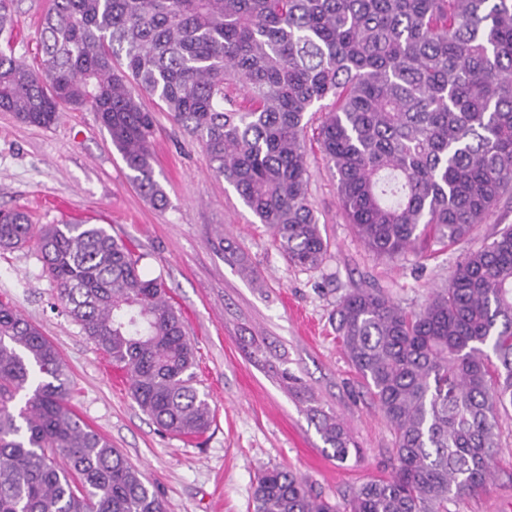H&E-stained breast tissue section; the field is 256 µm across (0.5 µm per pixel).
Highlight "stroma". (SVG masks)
<instances>
[{
    "instance_id": "obj_1",
    "label": "stroma",
    "mask_w": 512,
    "mask_h": 512,
    "mask_svg": "<svg viewBox=\"0 0 512 512\" xmlns=\"http://www.w3.org/2000/svg\"><path fill=\"white\" fill-rule=\"evenodd\" d=\"M46 0H19L11 46L42 67L39 24ZM155 170L167 205L152 206L133 186L121 155L93 113L67 112L41 128L0 112V209L26 211L33 223L100 224L162 277L197 355V387L214 422L203 436L160 431L132 399L122 372L56 305L34 245L0 251V301L17 309L54 343L71 383L70 405L111 441L162 497L166 512H252L258 473L293 471L314 493L343 503L361 482L387 475L395 435L350 364L333 320L356 289L377 290L418 309L447 285L456 265L512 224L503 197L459 242L425 256L391 259L366 249L339 205L336 176L316 153L319 118L306 142L309 201L328 242L319 268L287 263L268 229L232 185L214 177L201 148L169 113L155 111ZM264 340L324 409L335 412L358 452L338 462L293 390L244 347ZM498 455L485 489L449 502L448 512H512V408L498 415Z\"/></svg>"
}]
</instances>
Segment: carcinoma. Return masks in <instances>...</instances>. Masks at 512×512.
I'll return each instance as SVG.
<instances>
[{
  "mask_svg": "<svg viewBox=\"0 0 512 512\" xmlns=\"http://www.w3.org/2000/svg\"><path fill=\"white\" fill-rule=\"evenodd\" d=\"M12 3L0 0V36ZM40 47L39 71L0 51V112L46 128L64 109L93 113L131 182L163 207L142 105L157 99L295 267L318 268L327 250L308 200L305 130L318 104L342 210L379 255L451 245L512 192V0H50ZM28 242L62 311L125 374L138 407L170 434L205 433L213 410L163 279L142 275L99 224L0 210V249ZM336 334L394 431L396 464L341 506L266 468L253 512H448L484 488L499 410L512 406V225L417 311L349 293ZM69 394L53 343L0 302V512H165ZM307 414L337 461L357 451L334 414L319 404Z\"/></svg>",
  "mask_w": 512,
  "mask_h": 512,
  "instance_id": "1",
  "label": "carcinoma"
}]
</instances>
